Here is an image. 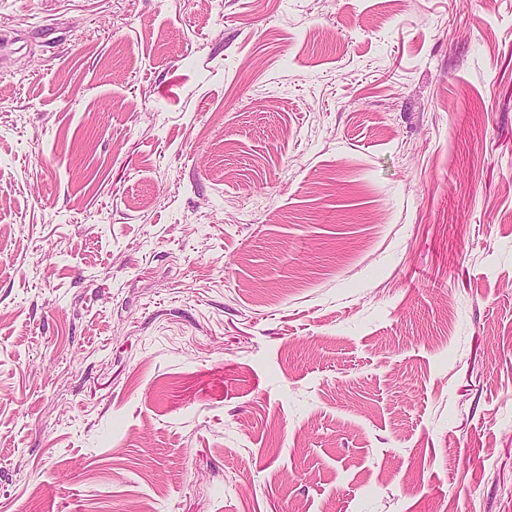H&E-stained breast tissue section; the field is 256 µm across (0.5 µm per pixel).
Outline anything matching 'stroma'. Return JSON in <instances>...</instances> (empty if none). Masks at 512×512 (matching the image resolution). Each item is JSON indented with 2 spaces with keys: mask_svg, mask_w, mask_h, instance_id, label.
<instances>
[{
  "mask_svg": "<svg viewBox=\"0 0 512 512\" xmlns=\"http://www.w3.org/2000/svg\"><path fill=\"white\" fill-rule=\"evenodd\" d=\"M0 512H512V0H0Z\"/></svg>",
  "mask_w": 512,
  "mask_h": 512,
  "instance_id": "obj_1",
  "label": "stroma"
}]
</instances>
